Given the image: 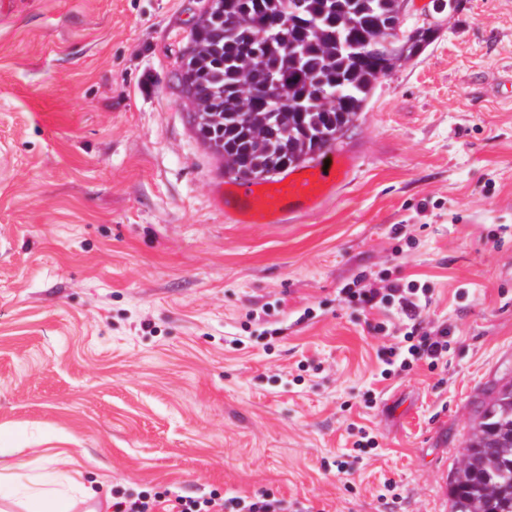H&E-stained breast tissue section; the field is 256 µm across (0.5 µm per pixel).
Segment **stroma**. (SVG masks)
I'll return each instance as SVG.
<instances>
[{"instance_id":"1","label":"stroma","mask_w":512,"mask_h":512,"mask_svg":"<svg viewBox=\"0 0 512 512\" xmlns=\"http://www.w3.org/2000/svg\"><path fill=\"white\" fill-rule=\"evenodd\" d=\"M205 0L0 14V430L70 512L179 488L290 512H450L479 402L512 377V0H410L436 40L381 79L319 210L235 224L177 81ZM401 235H394V228ZM430 288L447 366L379 380L360 272ZM311 319H304L305 310Z\"/></svg>"}]
</instances>
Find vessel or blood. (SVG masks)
Returning a JSON list of instances; mask_svg holds the SVG:
<instances>
[{
    "label": "vessel or blood",
    "mask_w": 512,
    "mask_h": 512,
    "mask_svg": "<svg viewBox=\"0 0 512 512\" xmlns=\"http://www.w3.org/2000/svg\"><path fill=\"white\" fill-rule=\"evenodd\" d=\"M354 161L348 154L332 151L325 159L301 166L287 185L267 182H228L220 201L224 213L243 224H276L288 213L314 209L320 200L346 180Z\"/></svg>",
    "instance_id": "b4317fda"
}]
</instances>
